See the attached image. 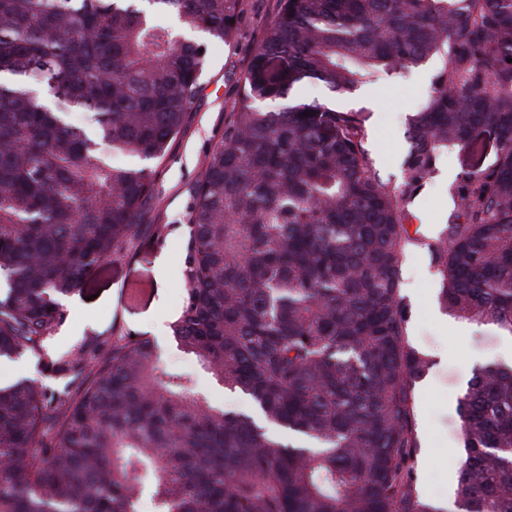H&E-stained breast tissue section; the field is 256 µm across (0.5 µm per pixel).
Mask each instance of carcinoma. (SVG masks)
Returning a JSON list of instances; mask_svg holds the SVG:
<instances>
[{"label":"carcinoma","instance_id":"obj_1","mask_svg":"<svg viewBox=\"0 0 512 512\" xmlns=\"http://www.w3.org/2000/svg\"><path fill=\"white\" fill-rule=\"evenodd\" d=\"M239 2L0 0V360L42 353L62 301L138 237L150 163L193 108L206 58L153 16L225 43ZM435 58L396 191L360 112L291 99L304 79L347 93ZM509 58L512 0H280L195 190L172 326L253 413L195 398L144 336L116 337L93 369L73 346L43 362L81 378L72 398L0 382V512H140L145 491L153 512H440L409 473L413 390L431 361L407 334L405 204L442 154L496 134L494 165L465 175L426 248L448 316L512 337ZM102 145L142 164L112 166ZM457 411L459 512H512V364L477 368Z\"/></svg>","mask_w":512,"mask_h":512}]
</instances>
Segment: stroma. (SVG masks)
<instances>
[{
  "label": "stroma",
  "instance_id": "1",
  "mask_svg": "<svg viewBox=\"0 0 512 512\" xmlns=\"http://www.w3.org/2000/svg\"><path fill=\"white\" fill-rule=\"evenodd\" d=\"M237 31L230 43L207 44L206 64L195 106L187 112L180 133L171 140L165 159L154 166V195L134 243L118 248L74 295L63 303L65 317L47 344L48 352L88 344L92 359H105L116 336H144L160 347L161 362L194 383L196 397L229 412L251 411L249 399L222 389L177 347L170 327L183 304L182 272L187 256L190 212L207 155L224 139L234 110L240 78L265 28L276 18L279 0H240ZM441 69L440 59L383 76L344 94L303 82L293 97L362 111L365 145L380 179L394 188L401 182L407 152L405 131ZM497 141L491 129H480L473 151L441 156L434 172L418 190L408 211L411 231L424 240L436 237L451 221L458 204L456 188L466 173L490 166ZM171 259L170 273L160 277L157 260ZM402 282L412 284L404 302L409 311L408 334L415 348L433 365L416 386L415 422L420 448L414 459L416 488L434 501L448 490L457 474L462 444L457 398L475 367L502 360L503 340L490 331L462 322H442L436 302L439 275L425 250L411 248L400 269Z\"/></svg>",
  "mask_w": 512,
  "mask_h": 512
}]
</instances>
